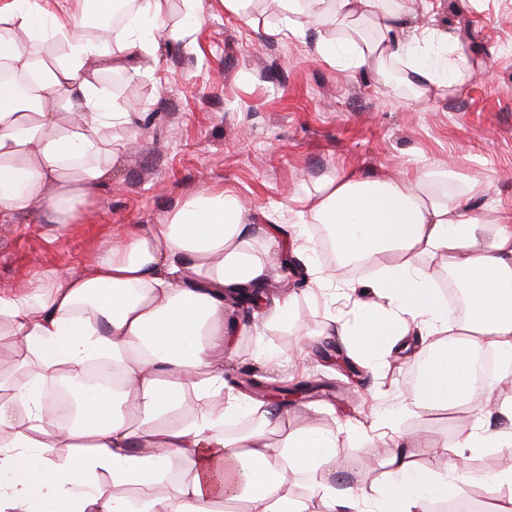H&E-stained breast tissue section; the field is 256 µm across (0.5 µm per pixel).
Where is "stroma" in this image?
<instances>
[{
    "label": "stroma",
    "instance_id": "obj_1",
    "mask_svg": "<svg viewBox=\"0 0 512 512\" xmlns=\"http://www.w3.org/2000/svg\"><path fill=\"white\" fill-rule=\"evenodd\" d=\"M428 25L442 29L475 60L466 89L427 101L400 81L384 84L365 70L343 71L318 55V33L272 36L276 11L226 14L220 0H197L189 18L182 0H168L166 21L180 40H161L154 59L134 70L101 73V86L133 112L114 125L116 140L137 148L119 155L112 177L94 189L79 219L64 229L41 212L0 222V295L44 274L78 271L135 224H161L186 200L222 190L244 205L246 219L300 234L295 259L305 273L329 269L309 224L288 212L320 180L340 172L410 176L454 161L456 180L440 192L483 189L470 203L480 213L512 207V0H432ZM294 318L257 338L264 313L228 307L225 321L243 325L238 353L224 360L225 378L257 370L280 385L313 384L289 410L322 429L341 428V457L351 480L371 484L383 451L373 428L409 385L411 361L375 369L344 337L324 331L322 306L294 293ZM314 341L297 355L299 333Z\"/></svg>",
    "mask_w": 512,
    "mask_h": 512
}]
</instances>
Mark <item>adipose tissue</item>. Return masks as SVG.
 Returning a JSON list of instances; mask_svg holds the SVG:
<instances>
[{"instance_id":"adipose-tissue-1","label":"adipose tissue","mask_w":512,"mask_h":512,"mask_svg":"<svg viewBox=\"0 0 512 512\" xmlns=\"http://www.w3.org/2000/svg\"><path fill=\"white\" fill-rule=\"evenodd\" d=\"M164 0H138L120 28L78 35L87 0H10L0 7V68L34 75L26 94L0 103V218L41 211L61 229L93 187L108 181L123 147L113 125L131 123L99 85L102 72L154 58L179 39ZM274 34L318 29L317 52L345 70L389 81L394 64L417 98L462 73L440 31H407L427 0H273ZM64 51L46 62L47 40ZM77 98L67 112L63 102ZM449 165L384 180L340 174L306 196L299 218L329 233L340 265L376 263L372 303L342 326L350 346L379 366L399 354L427 359L401 413L466 408L453 442L420 441L385 417L386 453L371 485L336 484L339 434L313 421L289 427L287 409L228 391L224 358L241 328L224 323L230 289L271 280L273 250L253 246L239 200L204 191L163 224L133 226L75 274L34 280L0 295V512H429L482 485L512 512V470L481 473L466 461L512 448V400H486L497 379L478 378L477 351L512 364V213H476L463 194H440ZM442 260L434 268L432 260ZM445 271L466 292L458 317L435 284ZM110 361L121 384L75 386L74 417L55 416L45 391L87 360ZM495 413L506 427L492 431ZM444 460L434 469L421 455ZM308 480L304 495L297 477Z\"/></svg>"}]
</instances>
